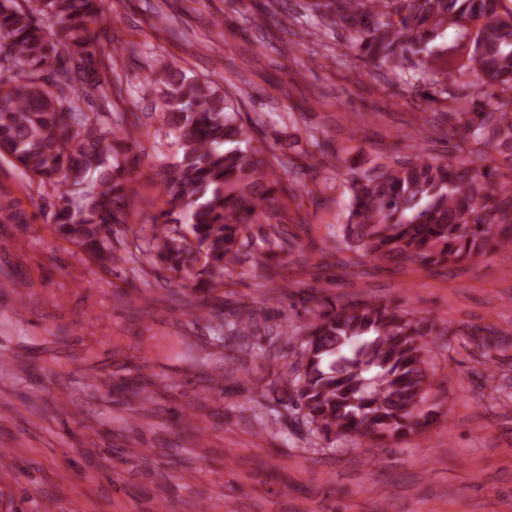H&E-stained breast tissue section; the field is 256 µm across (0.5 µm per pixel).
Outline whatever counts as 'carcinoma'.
Instances as JSON below:
<instances>
[{
	"label": "carcinoma",
	"instance_id": "cac0c4a2",
	"mask_svg": "<svg viewBox=\"0 0 512 512\" xmlns=\"http://www.w3.org/2000/svg\"><path fill=\"white\" fill-rule=\"evenodd\" d=\"M313 8L351 22L370 61L391 70L422 51L437 19L472 41L464 69L478 90L459 119L475 144L471 167L452 148L442 160L351 177L346 233L363 256L447 264L512 244V234L491 235L496 224L512 228V12L499 0H318ZM107 25L101 0H0V157L31 183L63 188L59 236L105 268L112 265L107 228L127 223L133 125L126 115L108 123L81 107L109 98L95 68L94 35ZM138 88L178 146L161 175L165 208L143 238L147 252L178 274L180 288L205 276L221 286L224 271L245 262L269 267L288 239L257 242L247 231L281 221V180L255 158L260 149L237 110L213 82L173 64L150 69ZM485 146L511 164L509 173L483 163ZM0 221H27L3 193ZM212 316L224 324L227 358L244 369L256 348L254 316L219 309ZM433 328L400 305L367 298L331 301L311 314L297 336L302 362L293 371L303 423L327 440L354 437L373 448L424 427Z\"/></svg>",
	"mask_w": 512,
	"mask_h": 512
}]
</instances>
